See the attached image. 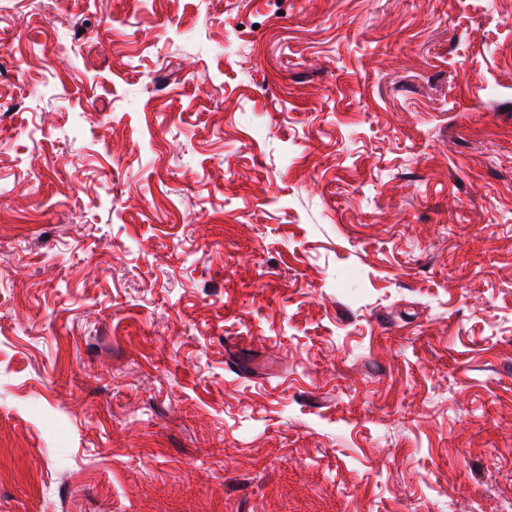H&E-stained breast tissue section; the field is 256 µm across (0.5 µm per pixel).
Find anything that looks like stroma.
<instances>
[{
  "instance_id": "35a3bbf8",
  "label": "stroma",
  "mask_w": 512,
  "mask_h": 512,
  "mask_svg": "<svg viewBox=\"0 0 512 512\" xmlns=\"http://www.w3.org/2000/svg\"><path fill=\"white\" fill-rule=\"evenodd\" d=\"M0 512H512V0H0Z\"/></svg>"
}]
</instances>
